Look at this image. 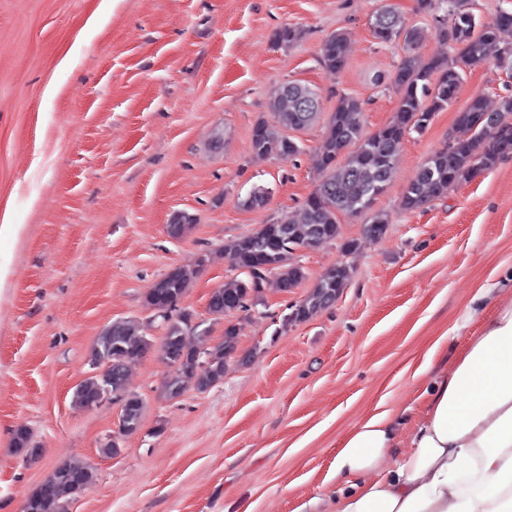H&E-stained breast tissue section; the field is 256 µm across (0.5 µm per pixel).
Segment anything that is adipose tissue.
<instances>
[{
    "label": "adipose tissue",
    "instance_id": "1",
    "mask_svg": "<svg viewBox=\"0 0 512 512\" xmlns=\"http://www.w3.org/2000/svg\"><path fill=\"white\" fill-rule=\"evenodd\" d=\"M421 390L400 456L387 410L344 438L329 469L335 512H512V298Z\"/></svg>",
    "mask_w": 512,
    "mask_h": 512
}]
</instances>
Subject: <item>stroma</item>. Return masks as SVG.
I'll use <instances>...</instances> for the list:
<instances>
[{"label":"stroma","instance_id":"35a3bbf8","mask_svg":"<svg viewBox=\"0 0 512 512\" xmlns=\"http://www.w3.org/2000/svg\"><path fill=\"white\" fill-rule=\"evenodd\" d=\"M101 0H0V512L22 504L57 465L82 460L95 483L68 512H333L329 465L343 436L392 410L398 447L423 409L418 369L448 368L479 323L461 317L478 288L512 295V155L414 212L401 199L442 149L474 96L496 109L512 75L494 62L468 68L457 98L423 132L407 135L371 212L387 214L379 239L371 212L338 216L346 254L333 241L297 252L309 281L266 289L231 314L236 357L206 391L164 392L172 372L158 346L166 333L144 295L171 268L194 269L178 307L224 334L207 303L235 277L226 248L297 210L319 178L318 148L341 95L363 104V127L387 124L398 94L402 45H381L370 21L382 6L418 28L420 60L450 56L419 0H119L93 24ZM297 27L293 44L275 42ZM348 37L340 72L318 61L332 33ZM317 88V120L292 132L288 161L255 154L251 130L272 120L267 102L283 83ZM258 186L266 206L243 207ZM196 222L170 238L171 215ZM351 276L335 304L284 325L291 304L337 262ZM118 318L142 322L154 344L128 370L141 395L140 428L119 434L120 406L72 403L91 375L89 352ZM26 426L39 458L12 451ZM118 455H103L109 441Z\"/></svg>","mask_w":512,"mask_h":512}]
</instances>
